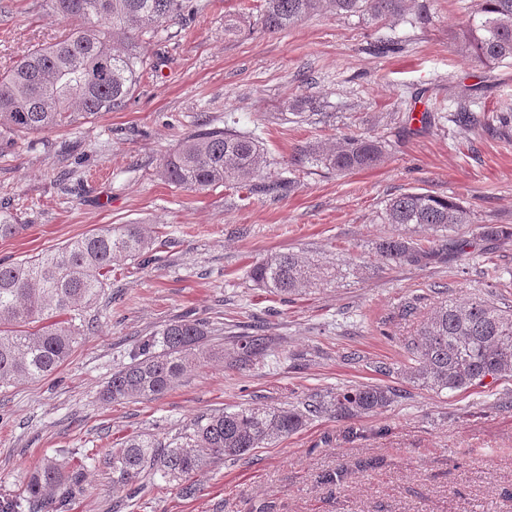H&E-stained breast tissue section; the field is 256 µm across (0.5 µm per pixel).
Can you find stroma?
Returning <instances> with one entry per match:
<instances>
[{
	"instance_id": "35a3bbf8",
	"label": "stroma",
	"mask_w": 512,
	"mask_h": 512,
	"mask_svg": "<svg viewBox=\"0 0 512 512\" xmlns=\"http://www.w3.org/2000/svg\"><path fill=\"white\" fill-rule=\"evenodd\" d=\"M263 4L200 0L161 42L143 43L153 67L123 110L18 136L0 154V203L23 222L0 238V263L107 224L147 225L154 240L146 263L114 269L86 313L92 331L54 375L0 390V496L19 493L27 470L67 448L85 475L69 512H512V408L500 405L512 378L439 395L374 370L402 365L437 290L512 301V287L478 273L512 267V237L479 234L483 224L512 228V65L477 63L451 40L472 0H434L425 26L322 12L277 34L259 24ZM73 26L43 0H0V70ZM303 98L314 106L300 117ZM462 107L484 125L420 121ZM230 116L258 130L271 160L252 186L190 192L158 177L168 150ZM347 133L388 141L377 166L292 170L298 147ZM411 190L470 206L474 225L457 232L466 255L419 268L374 253L392 231L379 219L386 201ZM288 250L367 271L288 300L255 287L250 266ZM411 300L416 315L401 317ZM178 318L213 323L225 345L254 331L271 343L246 366L192 369L162 397L101 400L129 352ZM365 384L390 388L393 403L316 418L197 477L194 495L174 482L112 487V450L127 436L169 438L201 413Z\"/></svg>"
}]
</instances>
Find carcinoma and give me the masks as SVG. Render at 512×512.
Instances as JSON below:
<instances>
[{"mask_svg": "<svg viewBox=\"0 0 512 512\" xmlns=\"http://www.w3.org/2000/svg\"><path fill=\"white\" fill-rule=\"evenodd\" d=\"M49 12L80 21L47 46L27 50L0 73V151L20 133L42 134L77 117L118 111L133 95L148 62L145 39L162 40L176 21L198 10L194 0H44ZM264 31H284L322 12L361 16L370 21H432L430 4L414 0H265ZM467 23L451 34L457 47L484 65L512 64V0H474ZM382 137L346 135L331 147L296 149L294 167L331 172L364 170L380 162ZM268 164L265 148L252 132L229 117L222 128L202 129L169 151L159 176L169 185L195 192L227 181L246 184ZM381 223L399 233L375 242L384 261L420 266L436 254L414 238L420 229L453 232L470 223L463 201L411 191L391 199ZM16 214L0 210V238L16 235ZM152 237L143 224H114L20 262L0 264V387L49 377L69 358L89 330L85 312L104 291L112 268L144 262ZM362 274L351 264L329 266L301 253L275 252L253 265L250 280L270 292L300 295L320 283ZM211 328L198 319L173 320L145 339L129 362L112 373L102 390L109 401L158 398L189 370L213 359L245 365L262 353L266 338L240 336L225 349L207 340ZM400 373L435 392L465 389L487 377H512V305L494 296L466 302L442 298L405 345ZM392 392L359 385L309 395L297 405L256 404L197 416L169 440L131 435L112 449V486L140 482L183 483L300 431L312 417L350 418L390 404ZM23 495L0 498V512H69L85 492L82 473L68 452L44 458L23 477Z\"/></svg>", "mask_w": 512, "mask_h": 512, "instance_id": "obj_1", "label": "carcinoma"}]
</instances>
